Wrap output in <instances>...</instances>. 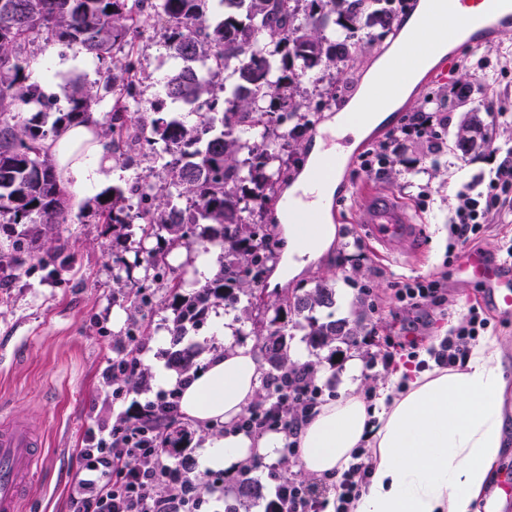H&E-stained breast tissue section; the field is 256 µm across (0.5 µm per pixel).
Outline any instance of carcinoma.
Returning <instances> with one entry per match:
<instances>
[{
	"instance_id": "carcinoma-1",
	"label": "carcinoma",
	"mask_w": 512,
	"mask_h": 512,
	"mask_svg": "<svg viewBox=\"0 0 512 512\" xmlns=\"http://www.w3.org/2000/svg\"><path fill=\"white\" fill-rule=\"evenodd\" d=\"M392 0H161L167 25L168 55L182 62L166 84V97L191 107L198 122L186 125L176 116L148 121L128 116L129 100L145 79L136 40L138 0H6L0 12V271L18 270L34 253L44 267L56 265L51 230L65 221L63 168L51 147L62 129L85 122L100 92L112 94L111 115L101 125L112 143H161L169 155L162 183L151 175L135 185L114 186L95 199L93 215L112 225V246L122 245L117 230L138 219L144 239L168 235L171 246L217 245L224 261L215 275L186 294L183 274L167 287V307L175 349L168 364L181 375L195 367L197 351L181 346L186 325L202 324L216 305L256 302L268 321L253 325L260 350L275 373L293 367L288 359L285 318L305 321L309 345L323 350L346 344L357 325L322 321L315 312L330 308L335 291L323 282L310 290L293 289L275 298L264 295V281L279 251V241L264 213L288 178V161L302 149L313 120L298 100L307 71L337 68L353 61L359 25L391 29ZM113 11H108V8ZM43 45H79L101 62L89 85L75 82L69 109L51 125L23 119L20 104L42 102L43 86L30 81L27 46L33 33ZM282 131L285 153L277 154L269 126ZM476 128L458 131L455 147L466 154L477 146ZM145 207L133 217L135 192ZM262 496L249 479L233 491L235 505Z\"/></svg>"
}]
</instances>
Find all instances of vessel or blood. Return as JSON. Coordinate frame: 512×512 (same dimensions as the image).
Here are the masks:
<instances>
[{
    "label": "vessel or blood",
    "instance_id": "obj_1",
    "mask_svg": "<svg viewBox=\"0 0 512 512\" xmlns=\"http://www.w3.org/2000/svg\"><path fill=\"white\" fill-rule=\"evenodd\" d=\"M476 12L459 9L457 0H429L424 15L400 40L396 53L377 75L361 99L362 112L376 111L395 98L413 73L436 79L448 73L455 53L438 54V44L465 42L475 49L493 48L502 33L512 30V0H482ZM436 32L437 42L426 41ZM335 175L334 168L317 165L295 196L283 198L281 207L290 224L317 223L320 192ZM359 211L368 239L385 250L408 256L418 250L420 227L396 194L376 188ZM462 280L479 283L493 306L512 313V264L494 260L485 250L463 248L457 259ZM42 438L26 420L0 414V512H28L26 488L40 461Z\"/></svg>",
    "mask_w": 512,
    "mask_h": 512
}]
</instances>
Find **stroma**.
Listing matches in <instances>:
<instances>
[{"mask_svg":"<svg viewBox=\"0 0 512 512\" xmlns=\"http://www.w3.org/2000/svg\"><path fill=\"white\" fill-rule=\"evenodd\" d=\"M146 79L143 96L155 98L163 92L165 77L174 68L164 47L163 26L158 14L145 16L141 26ZM356 59L336 82V104L344 106L361 87L373 67L377 52L389 49L393 34L379 27L358 33ZM41 41L29 53L34 58L30 78L41 83L54 97L51 109L20 105L22 118L53 121L66 109L68 84L79 77L93 79L98 60L80 46H59L53 60H45ZM458 63L447 81L418 84L401 108L373 129L348 156L339 173L333 207L340 221L337 237L314 266L292 276H282L285 259H278L263 282L266 294L276 295L294 288L310 289L321 278L336 289L334 319L360 326L353 343L339 346V361H331L329 350L309 349L305 331L288 327L289 347L305 348L309 363L321 375L316 380L323 401L339 396L346 377L345 362L361 361V382L378 390L380 380L391 370L417 365L422 352L433 350L449 330L466 320L471 307H478L489 320L488 334L504 344L502 364L512 382V314L498 311L485 299L482 289L466 285L456 277V257L462 247L489 250L498 260H507L505 244L512 242V212L491 215L479 234L458 240L438 239V227L447 223L457 205L459 192L486 193L497 167L512 164V119H497L498 109L512 111V32L486 51L461 47ZM418 112H443L448 123L431 130L428 139L403 143L400 157L387 158L382 170L366 168L364 159L378 144L399 133ZM477 120L485 145L469 154L455 147L461 125ZM393 191L415 215L420 226V249L411 258L378 255L364 238L357 212L366 204L362 185ZM97 189L82 191L69 200L65 223L54 230V246L63 262L56 275H49L37 260L27 261L13 275L0 273V403L13 415L28 420L41 434L45 468L28 488V498L42 504L44 512H67L71 484L80 475L77 450L89 429L95 427L107 408L123 412L155 399L164 386L161 373L169 369L167 353L172 349L167 327L172 313L167 307V274L139 263L141 229L122 227L123 247L112 245V227L96 223L91 214ZM129 269V287L116 288L112 273ZM415 279L441 280L448 303L438 309L423 305L414 313L403 312L397 303L398 284ZM142 286L151 302L142 307L133 300L132 285ZM227 318L236 330L248 333L250 311L246 302L213 307L206 321L189 328L186 340L200 356L223 349L215 325ZM148 325L149 334L138 356L148 370L136 389L121 402H113L112 389L103 382L109 360L130 344L128 324ZM398 337L391 367L375 362L386 351V337Z\"/></svg>","mask_w":512,"mask_h":512,"instance_id":"1","label":"stroma"}]
</instances>
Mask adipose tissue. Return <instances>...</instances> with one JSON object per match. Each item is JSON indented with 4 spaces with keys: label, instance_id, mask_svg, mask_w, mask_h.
Returning a JSON list of instances; mask_svg holds the SVG:
<instances>
[{
    "label": "adipose tissue",
    "instance_id": "ef3b65f1",
    "mask_svg": "<svg viewBox=\"0 0 512 512\" xmlns=\"http://www.w3.org/2000/svg\"><path fill=\"white\" fill-rule=\"evenodd\" d=\"M53 153L72 190L95 184L111 169V147L97 115L62 130ZM224 348L186 378H172L180 411L195 423L223 424L201 460L218 470L275 456L277 433L253 436L236 422L261 392L264 363L254 344L236 342L219 326ZM497 337L470 348L460 367L400 369L377 397L365 400L356 384L324 404L298 437L300 466L316 476L342 473L368 446L369 475L350 512H473L488 485L507 435L506 390Z\"/></svg>",
    "mask_w": 512,
    "mask_h": 512
}]
</instances>
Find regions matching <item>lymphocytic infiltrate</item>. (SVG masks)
Here are the masks:
<instances>
[{"instance_id":"lymphocytic-infiltrate-1","label":"lymphocytic infiltrate","mask_w":512,"mask_h":512,"mask_svg":"<svg viewBox=\"0 0 512 512\" xmlns=\"http://www.w3.org/2000/svg\"><path fill=\"white\" fill-rule=\"evenodd\" d=\"M489 188L481 200L462 194L449 220L452 236L476 234L490 215L502 209V194L512 188V166H500ZM487 325L479 309L471 308L466 322L452 329L435 352L437 366H455ZM267 388L271 403L252 409L238 428L255 436L269 430L284 433V456H296L298 435L317 412L322 393L305 369L272 377ZM178 399L174 392L159 395L119 422L101 423L87 433L78 451L83 475L70 487L68 512H206L211 496L223 488V479L201 486L190 477L181 449L161 447L165 431L179 420ZM368 469L358 452L342 475H325L315 484L291 479L275 465L268 476L276 485L278 512H325L322 491L328 487L336 492L335 512H349Z\"/></svg>"}]
</instances>
